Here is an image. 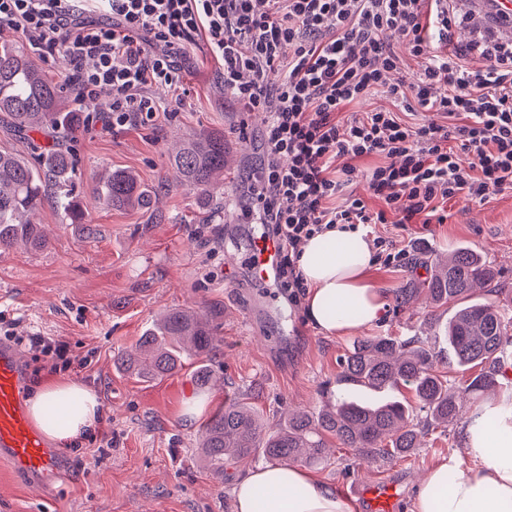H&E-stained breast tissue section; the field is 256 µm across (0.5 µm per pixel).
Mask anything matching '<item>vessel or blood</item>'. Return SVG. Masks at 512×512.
<instances>
[{
  "mask_svg": "<svg viewBox=\"0 0 512 512\" xmlns=\"http://www.w3.org/2000/svg\"><path fill=\"white\" fill-rule=\"evenodd\" d=\"M474 29H482L487 17L512 18V0H459ZM252 276L273 283L279 279L280 242L267 233H258L246 256ZM23 379L16 353L0 345V462L9 464L18 475L42 489H50L58 472V454L48 448L30 424L21 398ZM349 497L358 500L366 512H388L396 493L392 484H354Z\"/></svg>",
  "mask_w": 512,
  "mask_h": 512,
  "instance_id": "1",
  "label": "vessel or blood"
}]
</instances>
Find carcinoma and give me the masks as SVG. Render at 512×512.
<instances>
[{"instance_id": "obj_1", "label": "carcinoma", "mask_w": 512, "mask_h": 512, "mask_svg": "<svg viewBox=\"0 0 512 512\" xmlns=\"http://www.w3.org/2000/svg\"><path fill=\"white\" fill-rule=\"evenodd\" d=\"M61 87L50 80L30 58L27 49L13 41H0V114L10 124L30 132L69 129L77 116L59 112ZM34 164L13 152L0 151V250L21 243L33 250L49 247L41 225L28 216L49 195L63 218L80 224L81 201L74 194L75 165L67 152L48 148ZM226 147L224 133L202 131L184 140L171 156V165L187 189L208 195L224 189ZM94 199L115 209L148 211L152 195L130 171L105 173L93 189ZM496 273L476 251L461 246L448 261H432L429 278L397 292V307L405 308L421 293L435 308H453L443 329L448 360L432 351L421 336L376 334L362 338L341 362L336 382L344 389L336 401H325L314 411L295 410L273 425L262 421L250 397L238 396L207 421L200 443L206 466L224 475V463L256 453L280 463L316 466L327 460L329 439L364 460L401 458L418 447L430 427L460 420L467 398L499 386L512 360V313L499 302L473 299L477 284L490 288ZM218 314L200 316L174 309L149 327L135 352L118 362L141 377L170 374L185 363L196 365L195 382L211 385L209 361L216 354ZM448 363L471 375L451 383L440 364ZM405 386L412 389L426 413L414 421L413 409L397 399L379 400L374 394Z\"/></svg>"}]
</instances>
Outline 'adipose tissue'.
<instances>
[{"mask_svg":"<svg viewBox=\"0 0 512 512\" xmlns=\"http://www.w3.org/2000/svg\"><path fill=\"white\" fill-rule=\"evenodd\" d=\"M372 249L364 234L334 228L303 248L305 314L325 334L345 336L378 321L389 298L369 281ZM33 424L69 445L102 415L96 393L76 380H48L28 399ZM468 466L442 461L420 484L411 512H512V387L474 411L464 436ZM270 498L260 503L257 489ZM235 512H347L335 490L294 465L261 466L233 488Z\"/></svg>","mask_w":512,"mask_h":512,"instance_id":"obj_1","label":"adipose tissue"}]
</instances>
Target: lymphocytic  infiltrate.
I'll return each instance as SVG.
<instances>
[{
	"mask_svg": "<svg viewBox=\"0 0 512 512\" xmlns=\"http://www.w3.org/2000/svg\"><path fill=\"white\" fill-rule=\"evenodd\" d=\"M456 23L448 0H0V34L22 33L45 62L64 54L77 111L109 128L152 121L151 88H182L178 58L205 42L225 93L265 115L241 217L280 240L278 286L293 306L307 288L297 262L315 235L348 225L371 237L377 262L399 267L406 250L377 225L427 224L438 201L512 190V44L481 45L485 69L468 70L452 45ZM401 40L421 69L391 83ZM372 93L395 110L342 119ZM418 110L430 120H403ZM365 157L382 163L360 170ZM360 180L363 195L350 190Z\"/></svg>",
	"mask_w": 512,
	"mask_h": 512,
	"instance_id": "lymphocytic-infiltrate-1",
	"label": "lymphocytic infiltrate"
}]
</instances>
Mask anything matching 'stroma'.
I'll list each match as a JSON object with an SVG mask.
<instances>
[{
  "mask_svg": "<svg viewBox=\"0 0 512 512\" xmlns=\"http://www.w3.org/2000/svg\"><path fill=\"white\" fill-rule=\"evenodd\" d=\"M184 91L159 92L152 122L115 129L76 122L70 143L76 160L75 193L83 223L63 221L48 201L33 217L51 244L0 251V335L40 334L66 341V378L93 389L103 422L60 449L71 478L36 495L0 465V512H233L232 488L265 465L263 455L229 462L223 477L205 468L199 437L225 396L254 397L267 424L291 408L313 410L321 389L335 391L340 362L357 342L389 329L427 336L425 300L387 310L360 334L321 332L276 288L252 279L233 260L258 227L241 223L242 177L258 167L262 117L251 118L224 94L204 44L180 57ZM220 129L229 151L223 193L201 196L181 186L170 164L180 140L197 130ZM134 171L153 191L148 212L108 209L91 198L102 172ZM442 224H381L379 235L405 248L402 267L373 264L371 283L395 297L429 275L424 257L457 247L479 251L499 273L502 304L512 307V191L480 204L445 203ZM220 308V349L210 362L216 389L201 393L192 365L172 375L142 379L117 359L132 349L156 317L172 308ZM465 422L440 427L405 457L362 461L340 449L314 475L332 488L357 482L395 484L397 512H408L419 481L432 465L463 460Z\"/></svg>",
  "mask_w": 512,
  "mask_h": 512,
  "instance_id": "obj_1",
  "label": "stroma"
}]
</instances>
